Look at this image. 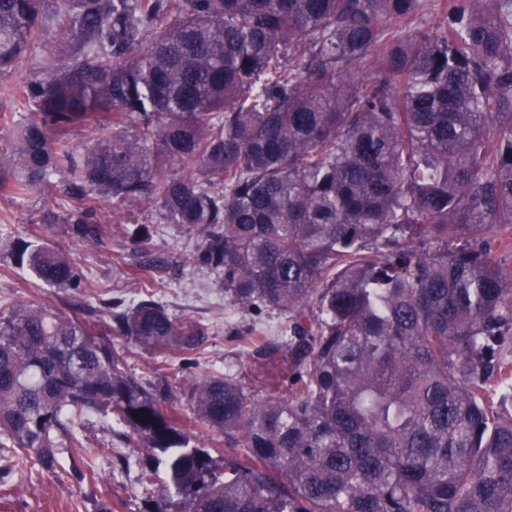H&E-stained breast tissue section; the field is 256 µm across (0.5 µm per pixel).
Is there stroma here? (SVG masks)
I'll return each mask as SVG.
<instances>
[{
  "instance_id": "35a3bbf8",
  "label": "stroma",
  "mask_w": 512,
  "mask_h": 512,
  "mask_svg": "<svg viewBox=\"0 0 512 512\" xmlns=\"http://www.w3.org/2000/svg\"><path fill=\"white\" fill-rule=\"evenodd\" d=\"M62 40L60 32L48 28L14 69L0 74V113L17 112L14 97L17 81L41 80L48 76L49 61L54 60ZM0 218L10 225L12 236H38L66 246L83 268L87 279L76 292H61L39 282L30 272L15 267L9 258L0 257V313L14 303L39 298L68 311L83 303L100 300H139L143 285L135 275L130 254L132 244L124 225H108L100 244L70 243L57 224L43 221L40 195L6 199L0 197ZM197 242L194 232L177 224L161 225L147 252L166 263L158 273L155 291L167 311L180 319L196 320L209 327V337L198 356V372H224L228 365L229 323L244 326L252 321L246 313L230 311L224 305V290L210 270L195 265L192 254ZM112 345L123 353L128 373L143 386L161 379L178 383L184 371L177 363L161 355L142 350L126 338L116 336ZM80 443L65 455L66 469L47 476L35 468L10 469L0 459V473L8 475V494H0V512H94L96 493L106 494L112 512H145L138 482L137 466L122 464V457L145 456V449L117 438L110 425L95 416L83 417L78 423ZM96 456H89V449ZM93 468L102 483L99 488L77 485L71 467Z\"/></svg>"
}]
</instances>
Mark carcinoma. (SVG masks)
<instances>
[{
    "instance_id": "carcinoma-1",
    "label": "carcinoma",
    "mask_w": 512,
    "mask_h": 512,
    "mask_svg": "<svg viewBox=\"0 0 512 512\" xmlns=\"http://www.w3.org/2000/svg\"><path fill=\"white\" fill-rule=\"evenodd\" d=\"M0 0V73L51 21L70 41L5 114L0 196L67 181L46 221L200 236L194 261L257 317L240 371L194 374L192 417L145 388L81 316L42 300L0 316V456L54 475L77 420L127 428L156 512H512V0ZM374 59L371 77L364 63ZM92 126L76 149L67 129ZM157 232L136 224V252ZM49 288L86 276L13 237ZM108 332L185 368L209 335L151 291ZM283 319L270 336L260 317ZM224 437V469L191 427Z\"/></svg>"
}]
</instances>
